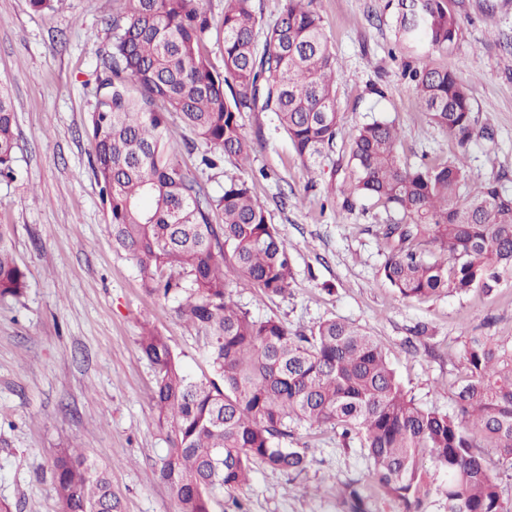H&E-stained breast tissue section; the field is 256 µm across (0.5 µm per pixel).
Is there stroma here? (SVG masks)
Returning a JSON list of instances; mask_svg holds the SVG:
<instances>
[{
  "instance_id": "1",
  "label": "stroma",
  "mask_w": 512,
  "mask_h": 512,
  "mask_svg": "<svg viewBox=\"0 0 512 512\" xmlns=\"http://www.w3.org/2000/svg\"><path fill=\"white\" fill-rule=\"evenodd\" d=\"M461 22L454 46L432 55L467 85L477 134L468 164L512 190V0H450ZM336 55L340 134L317 169L296 156L276 117L243 113L253 144L249 165L230 159L202 167L204 144L170 121V143L204 190L221 195L233 178L252 180L270 224L288 246L294 281L285 296L260 297L239 281L235 301L252 315L298 330L336 318L361 327L387 349L411 396L452 410L459 357L469 336H512V280L492 294L398 296L385 280L383 226L390 217L370 199L343 206L345 156L356 129L393 121L409 163L454 159L456 143L431 123L401 77L412 57L399 46L396 0H318ZM113 0H65L43 13L28 0H0V83L17 117L20 175L0 183V224L9 225L28 288L0 301V501L13 512H55L52 462L87 449L111 469L124 512H177L157 473L166 432L151 403L154 369L139 349L144 327L168 337L185 371L211 376L202 335L179 319L177 298L147 295L135 260L115 250L110 218L84 134L94 105L95 69L112 39ZM427 323L428 335L411 329ZM313 461L299 477L257 468L236 498L216 512H347L343 482L365 480L369 462L327 426L298 431Z\"/></svg>"
}]
</instances>
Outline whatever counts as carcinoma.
I'll use <instances>...</instances> for the list:
<instances>
[{
  "mask_svg": "<svg viewBox=\"0 0 512 512\" xmlns=\"http://www.w3.org/2000/svg\"><path fill=\"white\" fill-rule=\"evenodd\" d=\"M115 2L112 43L100 55L85 126L93 172L113 242L136 260L146 293L179 297L176 313L203 335L213 371L191 377L156 329L139 340L167 433L158 473L178 512H214L217 494L249 485L258 466L305 472L308 447L296 437L304 425L329 426L364 451L366 484L341 489L348 512H370L367 489L401 512H430L438 497L446 512H512L498 478L512 470V343L469 337L454 409L445 412L409 396L385 347L357 326L328 319L305 332L252 316L234 300L227 271L269 300L281 297L294 276L288 246L248 180L212 196L170 144L166 115L175 113L194 139L245 161L251 142L242 113L272 112L299 160L315 168L340 132L336 55L316 0H285L267 25L256 0H224L221 70L206 52L207 0ZM460 32L449 0H398L397 40L424 50L402 79L456 141V158L409 164L395 125L382 119L358 127L349 149L345 206L371 198L400 215L384 225L382 272L412 301L477 288L491 294L512 278V192L498 178L472 177L468 88L429 60ZM16 126L12 99L0 88V180L18 175ZM26 288L1 224L0 299H18ZM52 473L59 512H122L108 472L86 451L62 452Z\"/></svg>",
  "mask_w": 512,
  "mask_h": 512,
  "instance_id": "carcinoma-1",
  "label": "carcinoma"
}]
</instances>
